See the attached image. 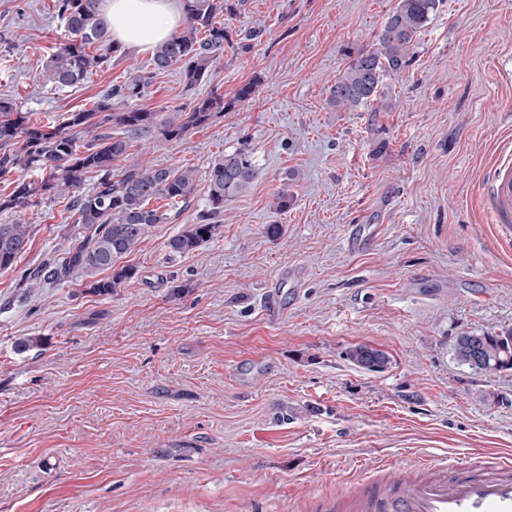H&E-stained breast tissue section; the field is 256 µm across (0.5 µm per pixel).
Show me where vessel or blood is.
<instances>
[{"label":"vessel or blood","mask_w":512,"mask_h":512,"mask_svg":"<svg viewBox=\"0 0 512 512\" xmlns=\"http://www.w3.org/2000/svg\"><path fill=\"white\" fill-rule=\"evenodd\" d=\"M479 196L492 222L512 234V145L503 144ZM412 470L407 483L391 485L382 495L367 482L351 484L346 512H512L511 457L491 453L460 467L423 458Z\"/></svg>","instance_id":"vessel-or-blood-1"}]
</instances>
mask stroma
<instances>
[{"mask_svg": "<svg viewBox=\"0 0 512 512\" xmlns=\"http://www.w3.org/2000/svg\"><path fill=\"white\" fill-rule=\"evenodd\" d=\"M397 2L240 0L206 83L152 79L137 104L154 112L259 85L183 139L150 140L146 161L194 168L196 188L124 257L137 274L112 294L77 273L22 287L76 226L54 196L0 210L32 229L0 271V512H312L374 464L388 484L419 456L512 452V370L477 374L451 352L461 333L512 329V243L476 197L512 138V0H442L385 110H337L330 86ZM63 40L55 0H0V97L31 121L59 124L149 68L124 49L54 90L40 72ZM244 145L258 180L207 243L170 253L212 164ZM359 343L388 368L351 365ZM346 358L353 366L372 373L385 371L391 363L386 352L367 344H356L349 347L346 351Z\"/></svg>", "mask_w": 512, "mask_h": 512, "instance_id": "1", "label": "stroma"}]
</instances>
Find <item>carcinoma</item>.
Returning a JSON list of instances; mask_svg holds the SVG:
<instances>
[{
    "label": "carcinoma",
    "mask_w": 512,
    "mask_h": 512,
    "mask_svg": "<svg viewBox=\"0 0 512 512\" xmlns=\"http://www.w3.org/2000/svg\"><path fill=\"white\" fill-rule=\"evenodd\" d=\"M440 0H399L377 34L376 47L358 51L329 89V102L339 110L354 111L378 100L386 76L400 75L411 62L419 33L436 12ZM185 25L174 31L152 54L147 75L133 73L122 84L107 88L90 109L67 112L57 126L28 123L8 98L0 97V177L31 169L41 172L39 182L18 178L10 194L0 198V209L22 211L32 198L47 191L67 200L80 232L70 238L64 256L48 258L24 281L61 282L75 271L95 276L110 270L106 279L93 281L99 294H110L135 274L117 261L133 252L157 224H166L168 211L151 206L154 200L184 203L196 187L193 168L160 167L131 151L134 144L155 135L180 140L188 132L210 124L218 113L247 101L259 78L241 85L231 101L215 92L196 97L190 109L151 112L133 104L149 76L178 67L185 88L192 91L208 78L213 64L224 57L228 35L224 15L235 11L230 0H183ZM56 16L66 40L49 58L42 81L54 88L72 86L93 70L109 65L119 46L112 43L99 0H56ZM97 181L83 192L89 175ZM260 168L247 146L224 155L208 171L209 195L194 224L167 241L173 253H189L208 241L224 202L248 190ZM31 225L0 224V270L12 267L28 249ZM453 357L480 374L512 370V330L498 333H463L455 337ZM355 367L381 373L390 364L388 354L367 344L346 351Z\"/></svg>",
    "instance_id": "cac0c4a2"
}]
</instances>
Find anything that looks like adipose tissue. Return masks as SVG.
Wrapping results in <instances>:
<instances>
[{"label":"adipose tissue","mask_w":512,"mask_h":512,"mask_svg":"<svg viewBox=\"0 0 512 512\" xmlns=\"http://www.w3.org/2000/svg\"><path fill=\"white\" fill-rule=\"evenodd\" d=\"M113 42L144 52L163 42L181 22L177 0H105Z\"/></svg>","instance_id":"ef3b65f1"}]
</instances>
